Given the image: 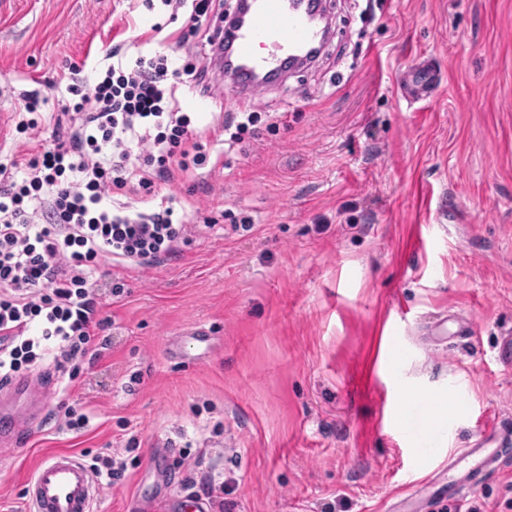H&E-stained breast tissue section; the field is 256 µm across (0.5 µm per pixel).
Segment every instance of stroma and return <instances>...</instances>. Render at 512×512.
<instances>
[{"label": "stroma", "mask_w": 512, "mask_h": 512, "mask_svg": "<svg viewBox=\"0 0 512 512\" xmlns=\"http://www.w3.org/2000/svg\"><path fill=\"white\" fill-rule=\"evenodd\" d=\"M364 7L331 0L319 62L257 103L279 125L226 151L207 191L167 186L214 227L189 226L180 256L102 299L108 344L0 456V512H26L44 454L100 448L127 470L96 512L207 474L224 479V512H446L449 452L484 421L512 425V0ZM157 22L183 27L140 0H0V115L33 89L61 111L71 64L90 80L115 44L154 54ZM420 63L440 82L411 106L399 81ZM176 97L198 125L234 109L229 84ZM198 327L212 334L200 356L174 358ZM450 391L462 406L427 416L440 454L419 459L400 410ZM466 500L512 512V457Z\"/></svg>", "instance_id": "1"}]
</instances>
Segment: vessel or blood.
<instances>
[{
    "instance_id": "obj_1",
    "label": "vessel or blood",
    "mask_w": 512,
    "mask_h": 512,
    "mask_svg": "<svg viewBox=\"0 0 512 512\" xmlns=\"http://www.w3.org/2000/svg\"><path fill=\"white\" fill-rule=\"evenodd\" d=\"M304 0H250L222 38L231 49L239 76L231 78L240 101L256 100L267 87L292 74L293 63L309 61L325 44L324 28L313 21ZM440 81L437 70L426 65L410 67L403 80V97L411 104L430 98ZM30 377L0 382V411L13 420L0 442L21 439L29 424L43 420L45 408L29 396ZM512 448V431L493 425L482 428L475 447L464 449L460 460L467 467L448 483L449 495L481 486ZM99 489L93 473L76 453L59 451L44 457L26 486L31 512H94Z\"/></svg>"
}]
</instances>
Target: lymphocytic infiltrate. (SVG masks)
<instances>
[{
  "label": "lymphocytic infiltrate",
  "mask_w": 512,
  "mask_h": 512,
  "mask_svg": "<svg viewBox=\"0 0 512 512\" xmlns=\"http://www.w3.org/2000/svg\"><path fill=\"white\" fill-rule=\"evenodd\" d=\"M172 15L187 14L177 42L215 47L220 29L205 27L223 0H144ZM95 82L72 68L62 112L41 115V96L23 97L24 119L12 132L39 141L33 155L0 158V380L53 356L77 377L81 363L96 358L99 281L105 262L145 270L179 252L191 224H210L201 209L177 212L165 186L197 179L210 155L208 144L236 147L261 118L252 105L227 120L198 127L181 112L176 92L185 80L203 83L195 63L171 68L157 53L121 60ZM50 139H42L44 126ZM129 196L143 205H126Z\"/></svg>",
  "instance_id": "lymphocytic-infiltrate-1"
}]
</instances>
